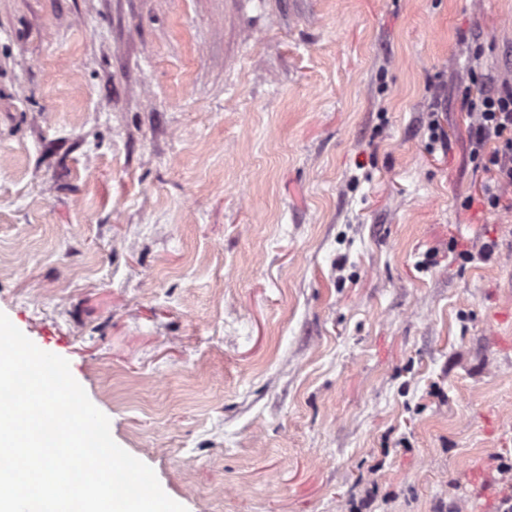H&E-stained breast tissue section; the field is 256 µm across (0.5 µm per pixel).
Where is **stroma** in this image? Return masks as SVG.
Here are the masks:
<instances>
[{"label":"stroma","mask_w":512,"mask_h":512,"mask_svg":"<svg viewBox=\"0 0 512 512\" xmlns=\"http://www.w3.org/2000/svg\"><path fill=\"white\" fill-rule=\"evenodd\" d=\"M481 74L512 0H0V312L187 512H499Z\"/></svg>","instance_id":"1"}]
</instances>
